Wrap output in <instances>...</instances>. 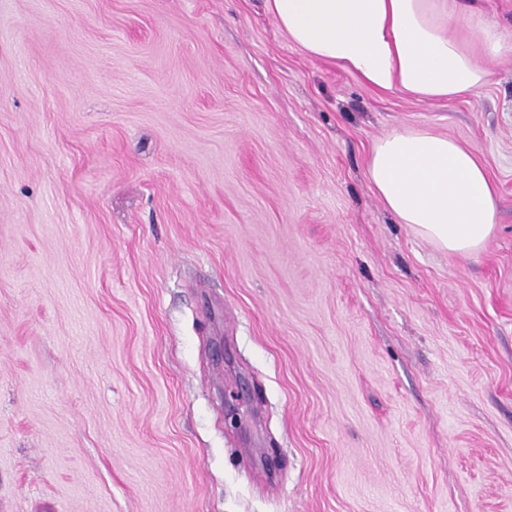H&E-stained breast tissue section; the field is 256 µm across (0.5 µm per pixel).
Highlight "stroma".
<instances>
[{
	"label": "stroma",
	"mask_w": 512,
	"mask_h": 512,
	"mask_svg": "<svg viewBox=\"0 0 512 512\" xmlns=\"http://www.w3.org/2000/svg\"><path fill=\"white\" fill-rule=\"evenodd\" d=\"M373 92L264 0H0V512H512V55ZM471 148L476 252L373 142ZM367 176L396 223L449 253L477 251L495 228L499 199L485 167L448 136L393 129L373 143Z\"/></svg>",
	"instance_id": "35a3bbf8"
}]
</instances>
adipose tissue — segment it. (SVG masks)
<instances>
[{
  "label": "adipose tissue",
  "instance_id": "adipose-tissue-1",
  "mask_svg": "<svg viewBox=\"0 0 512 512\" xmlns=\"http://www.w3.org/2000/svg\"><path fill=\"white\" fill-rule=\"evenodd\" d=\"M290 42L366 89L446 101L489 84L508 50L482 0H266ZM367 176L396 223L467 255L491 236L499 199L476 155L448 136L396 128L370 150Z\"/></svg>",
  "mask_w": 512,
  "mask_h": 512
}]
</instances>
